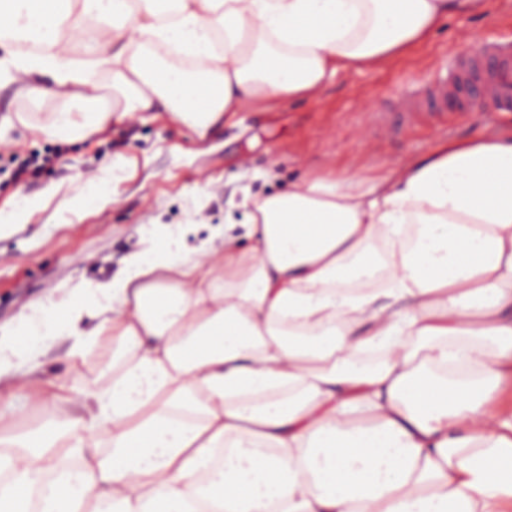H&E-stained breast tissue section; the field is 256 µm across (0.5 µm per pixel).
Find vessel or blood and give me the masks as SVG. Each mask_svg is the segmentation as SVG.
Instances as JSON below:
<instances>
[{
	"mask_svg": "<svg viewBox=\"0 0 512 512\" xmlns=\"http://www.w3.org/2000/svg\"><path fill=\"white\" fill-rule=\"evenodd\" d=\"M481 111L512 112V39L483 44L479 53L460 58L447 77L411 95L413 105L451 115H469L471 100Z\"/></svg>",
	"mask_w": 512,
	"mask_h": 512,
	"instance_id": "vessel-or-blood-1",
	"label": "vessel or blood"
}]
</instances>
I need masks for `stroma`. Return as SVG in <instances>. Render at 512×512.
<instances>
[{
	"instance_id": "35a3bbf8",
	"label": "stroma",
	"mask_w": 512,
	"mask_h": 512,
	"mask_svg": "<svg viewBox=\"0 0 512 512\" xmlns=\"http://www.w3.org/2000/svg\"><path fill=\"white\" fill-rule=\"evenodd\" d=\"M500 38H512V0H482L481 9L449 16L426 43L386 68L342 71L315 98L228 115L203 137L165 113L148 112L80 139L51 142L18 121L27 106L16 85L0 87V153H60L38 177L16 182L0 174L1 210H11L21 195L37 201L23 223L0 227V325L33 299L110 279L152 242L173 237L190 250L225 222L246 223V195H274L331 167L367 175L400 165L440 139L512 126V112L441 123L420 116L397 132L381 119L403 111L406 94L442 78L457 59ZM117 158L130 160V167L111 168ZM101 176L108 198L78 208L83 181ZM67 351L61 340L39 364L20 363L15 384L53 382L75 398L96 388L107 351L77 364Z\"/></svg>"
}]
</instances>
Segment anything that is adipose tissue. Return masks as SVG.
Masks as SVG:
<instances>
[{
    "instance_id": "1",
    "label": "adipose tissue",
    "mask_w": 512,
    "mask_h": 512,
    "mask_svg": "<svg viewBox=\"0 0 512 512\" xmlns=\"http://www.w3.org/2000/svg\"><path fill=\"white\" fill-rule=\"evenodd\" d=\"M478 6L0 0V34L36 46L0 59V79L53 102L42 121L18 116L46 138L136 112L203 137L385 68ZM250 204L244 236L225 224L191 257L161 242L0 330V512H512V417L492 410L512 381V131L441 140L368 185L328 171ZM60 339L72 359L112 346L77 406L13 382ZM376 346L386 358L363 363ZM19 398L54 429H16Z\"/></svg>"
}]
</instances>
